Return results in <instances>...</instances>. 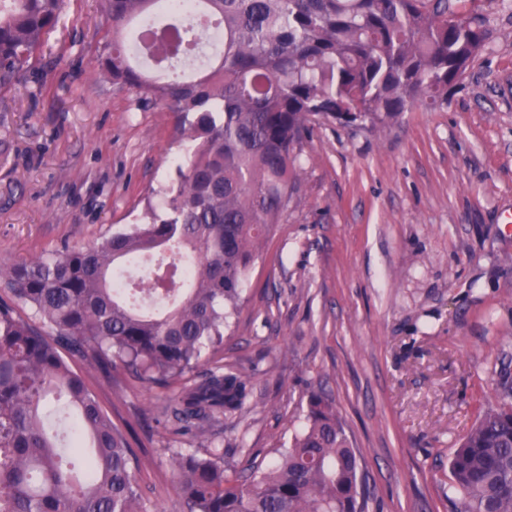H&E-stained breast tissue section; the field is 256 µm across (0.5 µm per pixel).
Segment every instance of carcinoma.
I'll use <instances>...</instances> for the list:
<instances>
[{"mask_svg": "<svg viewBox=\"0 0 512 512\" xmlns=\"http://www.w3.org/2000/svg\"><path fill=\"white\" fill-rule=\"evenodd\" d=\"M66 0H0V81L28 62ZM448 0H102L97 68L194 143L164 211L87 247L0 267V512H145L133 451L60 353L165 385L223 342L242 283L278 223L294 151L319 119L384 127L448 95L488 40ZM216 24L224 46L191 76L144 71L136 51L178 58ZM30 308L24 319L18 305ZM495 399L448 462L455 512H512V356ZM250 379L207 369L167 413L196 448L172 453L185 512H368L360 456L335 403L308 396L306 425L267 466L229 475L212 426L242 414ZM71 410L61 444L47 430Z\"/></svg>", "mask_w": 512, "mask_h": 512, "instance_id": "cac0c4a2", "label": "carcinoma"}]
</instances>
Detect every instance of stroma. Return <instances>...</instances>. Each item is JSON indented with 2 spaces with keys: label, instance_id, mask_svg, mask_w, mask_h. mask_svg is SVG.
I'll use <instances>...</instances> for the list:
<instances>
[{
  "label": "stroma",
  "instance_id": "1",
  "mask_svg": "<svg viewBox=\"0 0 512 512\" xmlns=\"http://www.w3.org/2000/svg\"><path fill=\"white\" fill-rule=\"evenodd\" d=\"M490 38L443 107L382 128L313 126L279 224L210 366L249 376L224 422L236 471L305 423L311 390L361 455L369 512H453L448 461L512 354V0H451ZM100 0H68L33 68L0 84V264L101 241L163 205L182 151L170 112L101 80ZM134 451L146 512H182L163 420L187 373L147 385L69 356Z\"/></svg>",
  "mask_w": 512,
  "mask_h": 512
}]
</instances>
